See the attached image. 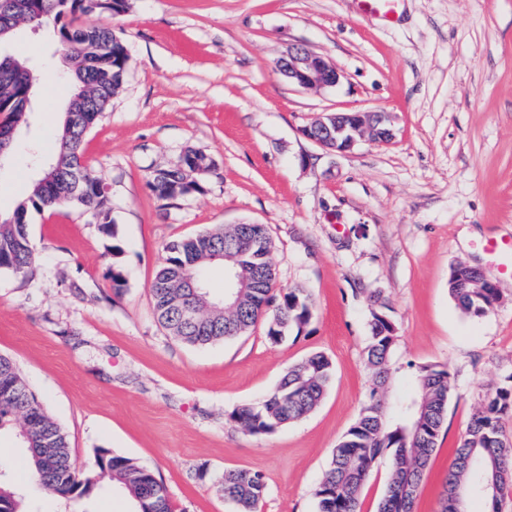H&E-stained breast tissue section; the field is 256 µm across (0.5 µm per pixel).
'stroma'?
I'll list each match as a JSON object with an SVG mask.
<instances>
[{"label": "stroma", "instance_id": "1", "mask_svg": "<svg viewBox=\"0 0 512 512\" xmlns=\"http://www.w3.org/2000/svg\"><path fill=\"white\" fill-rule=\"evenodd\" d=\"M120 37L128 70L86 137L84 158L112 200L116 238L63 207L32 214L37 255L24 275L0 273V354L18 365L65 431L76 469L107 448L151 468L172 512H236L225 470L261 473L256 512H316L315 490L368 398L369 297L397 329L392 385L423 365L448 370V420L415 512H439L448 467L484 393L512 373V275L502 299L466 317L448 293L451 266L489 270L484 245L512 239V0H402L388 23L352 0H128L114 17L80 16ZM327 58L337 86L305 90L276 62L294 47ZM10 54L34 61L35 111L0 170V211L32 190L33 155L50 157L73 93L48 28L24 30ZM389 113L394 137L337 154L301 130L336 111ZM193 148L210 156L203 192L173 202L149 189L154 169ZM264 224L278 291L306 288L313 315L271 342L265 323L206 347L158 323L150 284L163 246L218 225ZM119 267L125 285L108 275ZM327 356L320 405L275 432L231 421L288 369ZM5 477L31 512H132L112 484L62 500L27 479L25 448L0 432Z\"/></svg>", "mask_w": 512, "mask_h": 512}]
</instances>
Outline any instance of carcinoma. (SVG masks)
Segmentation results:
<instances>
[{
	"instance_id": "1",
	"label": "carcinoma",
	"mask_w": 512,
	"mask_h": 512,
	"mask_svg": "<svg viewBox=\"0 0 512 512\" xmlns=\"http://www.w3.org/2000/svg\"><path fill=\"white\" fill-rule=\"evenodd\" d=\"M19 22L52 25V38L63 52L76 87L92 94L91 111L64 115L57 150L43 169L53 173L54 189L34 183L28 196L0 217V271L25 274L36 262L31 244L29 216L69 205L92 213L101 229L114 237L112 202L102 181L84 163V143L122 86L128 57L124 45L109 27L74 25L79 14L92 12L119 15L127 0H24ZM25 80L0 77V111H15L24 98L34 97L31 69ZM203 153L186 150L177 164L153 171L151 191L164 200L186 195L184 172L193 168ZM273 240L264 224L218 226L208 231L172 240L164 245L161 265L151 285L154 312L160 325L183 344L206 346L244 335L258 320L267 322V337L279 343L311 317V298L304 288L269 294L276 279L269 255ZM236 266L256 279L239 304L217 299L203 291L204 301L194 319L183 317L176 299L183 298L185 277L207 280L204 269ZM448 290L461 313L482 317L501 299L496 282L458 263L451 267ZM367 367L372 375L368 400L358 419L336 446L328 468L315 492L318 512H360V495L372 469L382 455L390 462L389 479L377 512H414V503L440 433L447 421L448 400L453 390L450 373L424 365L416 370L411 396L388 390L391 363L397 346L396 326L372 298ZM333 376V367L321 353L312 354L288 369L276 389L262 401L236 409L230 419L252 435H263L301 419L322 400ZM14 384L13 392L0 398V430L16 429L33 465V481L43 490L65 500L90 496L101 479H109L128 496L138 512H171L165 487L153 471L134 459L106 448L97 451V471L75 477L70 472L69 442L64 430L46 413L43 404L22 378L16 363L0 355V382ZM512 415V374L507 383L490 388L482 408L473 416L460 439L445 482L440 512H456L454 490L459 485L478 489L495 481V497H484L489 512H500L507 491H512V439L502 419ZM224 497L238 512H254L266 494V484L257 472L227 469ZM0 512H27L24 498L13 486L0 482Z\"/></svg>"
}]
</instances>
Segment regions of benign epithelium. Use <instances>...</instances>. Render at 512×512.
<instances>
[{
  "mask_svg": "<svg viewBox=\"0 0 512 512\" xmlns=\"http://www.w3.org/2000/svg\"><path fill=\"white\" fill-rule=\"evenodd\" d=\"M278 70L303 89H323L336 86L341 79L338 70L325 58L294 48L277 62ZM18 129V123L0 122V168L7 158ZM311 142L334 153H346L362 139L388 142L393 138L389 116L380 111L328 112L312 120L302 129ZM227 290L224 295H242L247 281L239 272H225Z\"/></svg>",
  "mask_w": 512,
  "mask_h": 512,
  "instance_id": "obj_1",
  "label": "benign epithelium"
}]
</instances>
